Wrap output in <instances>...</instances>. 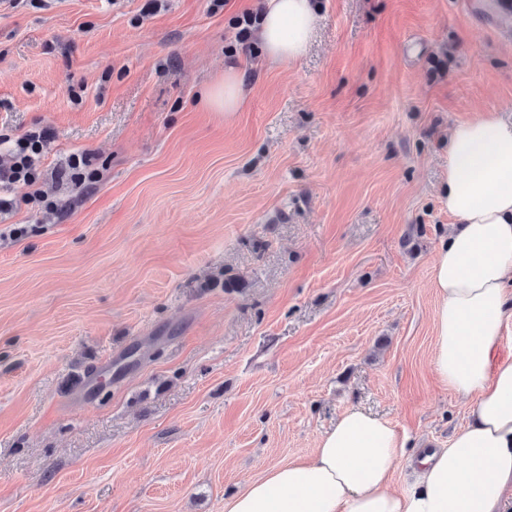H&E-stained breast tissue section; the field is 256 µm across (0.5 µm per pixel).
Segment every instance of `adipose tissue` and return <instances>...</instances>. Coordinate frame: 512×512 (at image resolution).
Returning <instances> with one entry per match:
<instances>
[{
	"label": "adipose tissue",
	"mask_w": 512,
	"mask_h": 512,
	"mask_svg": "<svg viewBox=\"0 0 512 512\" xmlns=\"http://www.w3.org/2000/svg\"><path fill=\"white\" fill-rule=\"evenodd\" d=\"M316 13L315 0H264L256 36L267 59L301 58ZM441 191L456 223L432 265V365L444 387L472 398L465 427L447 447L411 455L409 436L350 407L311 459L265 470L224 512H512V360L498 357L512 318V122L488 112L453 126ZM402 463L413 480L398 489Z\"/></svg>",
	"instance_id": "1"
}]
</instances>
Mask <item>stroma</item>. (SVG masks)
Returning a JSON list of instances; mask_svg holds the SVG:
<instances>
[{"instance_id": "1", "label": "stroma", "mask_w": 512, "mask_h": 512, "mask_svg": "<svg viewBox=\"0 0 512 512\" xmlns=\"http://www.w3.org/2000/svg\"><path fill=\"white\" fill-rule=\"evenodd\" d=\"M160 4L0 0V136L53 131L57 205L0 220V512H224L349 407L429 447L467 422L431 364L440 187L451 127L512 120V16L318 0L282 65L237 41L263 0ZM84 149L92 187L50 179ZM207 102L215 112H224V116L238 112L245 103L243 82L234 69L224 72L223 82L208 90Z\"/></svg>"}]
</instances>
